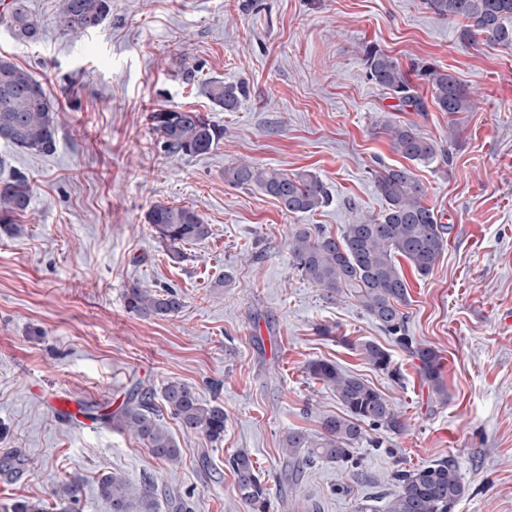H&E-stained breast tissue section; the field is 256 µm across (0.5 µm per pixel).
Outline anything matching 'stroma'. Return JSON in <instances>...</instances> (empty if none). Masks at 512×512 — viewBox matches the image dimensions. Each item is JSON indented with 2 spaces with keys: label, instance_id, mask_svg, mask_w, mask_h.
<instances>
[{
  "label": "stroma",
  "instance_id": "1",
  "mask_svg": "<svg viewBox=\"0 0 512 512\" xmlns=\"http://www.w3.org/2000/svg\"><path fill=\"white\" fill-rule=\"evenodd\" d=\"M28 5L40 40L17 41L0 24V55L33 73L58 122L54 152L0 143V180L20 173L33 190L21 233L0 237V457L26 460L21 476L0 475V507L76 480L81 512H111L99 477L136 482L151 471L159 494H181L192 512H248L227 467L243 450L267 481L270 512H356L363 497L389 493L395 470L449 456L466 488L456 512H512V45L461 41L457 21L425 0H112L81 37L58 28L61 0ZM370 44L404 68L447 70L475 109L403 110L368 80ZM213 80L245 83L235 111L212 103ZM165 107L208 114L223 138L204 155H166L147 120ZM387 121L412 124L444 152L412 170L450 228L445 250L429 276L402 267L408 331L439 351L441 396L356 301L325 302L288 255L294 225L335 234L379 212L372 173L402 161ZM243 159L311 172L330 201L285 213L257 189L225 183V166ZM158 202L195 208L211 226L181 261L146 221ZM224 273L231 282L215 287ZM133 283L176 287L185 306L170 319L130 315ZM362 341L389 352L399 379L360 356ZM321 359L383 393L406 428L368 432L355 465L319 462L293 484L282 465L288 431L316 433L320 416L344 412L307 371ZM169 381L221 401L227 415L217 442L163 415L182 451L176 466L101 421L64 420L48 402L64 393L95 411L133 383Z\"/></svg>",
  "mask_w": 512,
  "mask_h": 512
}]
</instances>
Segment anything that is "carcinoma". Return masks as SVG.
Wrapping results in <instances>:
<instances>
[{"mask_svg": "<svg viewBox=\"0 0 512 512\" xmlns=\"http://www.w3.org/2000/svg\"><path fill=\"white\" fill-rule=\"evenodd\" d=\"M427 8L441 19L462 23L461 38L481 37L484 44L512 45V0H425ZM111 10V0H62L58 27L65 33L82 34L103 24ZM0 23L24 42L40 39L41 25L33 17L28 0H11ZM368 79L398 99L403 109L425 112L427 104L418 93L422 81L431 91V101L440 112L454 115L470 112L474 98L464 92L457 80L439 66L424 64L406 70L397 58L375 45L365 48ZM416 78H411V75ZM243 88L214 81L210 84L212 102L233 112ZM56 106L28 69L8 56H0V142L36 153H48L56 145ZM152 131L164 151L172 156H198L209 153L224 136V130L196 110L161 108L148 114ZM384 132L394 152L405 160L429 164L442 150L417 135L413 126L390 122ZM376 195L383 207L340 234L328 233L314 224H298L288 241L291 265L309 283L317 286L325 300L334 302L344 294L375 320L405 352L420 361L421 377L436 393L445 392L441 355L409 335L407 314L408 283L398 262L405 259L420 276H428L443 253L447 234L427 202L426 189L412 168L400 164L373 173ZM224 181L230 185L256 188L277 201L292 214L317 210L329 200L323 182L311 173L288 175L277 168H262L241 161L224 168ZM31 191L23 175L0 183V230L7 235L19 231L17 221L31 209ZM147 222L165 246L169 258H183L185 245L207 239L210 225L186 205L156 203L147 212ZM127 313L141 319L175 316L183 307L180 293L172 286L158 290L130 285L124 295ZM360 355L375 369L393 378L387 351L375 342L357 345ZM309 373L336 393L345 414L324 415L320 430L312 435L304 430L290 431L283 442V466L294 478L300 469L316 460L349 462L355 445L366 437V430L400 432L405 427L401 415L371 384L343 371L327 360L308 365ZM179 422L183 432L202 434L211 441L224 437L226 414L223 404L202 400L184 383L169 381L160 392L134 386L115 409L100 415L112 429L142 441L150 455L167 465H177L181 448L158 422V402ZM235 476V490L249 512H269L268 488L264 477L245 451L228 460ZM24 460L17 454L0 458V472L18 475ZM394 490L380 506L369 496L357 504L356 512H455L465 494V485L454 459L448 457L411 470L398 469L391 475ZM101 497L111 503L112 512H159L155 474L146 472L137 484L120 473L98 479ZM82 487L61 481L52 489L58 512H75ZM6 512H47L41 500L17 498Z\"/></svg>", "mask_w": 512, "mask_h": 512, "instance_id": "1", "label": "carcinoma"}]
</instances>
